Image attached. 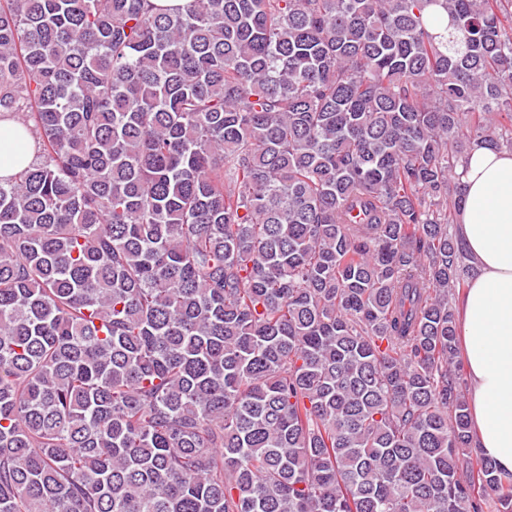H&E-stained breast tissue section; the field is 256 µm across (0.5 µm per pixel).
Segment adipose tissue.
I'll return each mask as SVG.
<instances>
[{"mask_svg":"<svg viewBox=\"0 0 512 512\" xmlns=\"http://www.w3.org/2000/svg\"><path fill=\"white\" fill-rule=\"evenodd\" d=\"M459 174L455 233L473 267L461 299L471 428L512 472V152L475 149Z\"/></svg>","mask_w":512,"mask_h":512,"instance_id":"1","label":"adipose tissue"}]
</instances>
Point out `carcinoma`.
Masks as SVG:
<instances>
[{"label":"carcinoma","instance_id":"cac0c4a2","mask_svg":"<svg viewBox=\"0 0 512 512\" xmlns=\"http://www.w3.org/2000/svg\"><path fill=\"white\" fill-rule=\"evenodd\" d=\"M6 118L0 512H512L449 301L512 0H0Z\"/></svg>","mask_w":512,"mask_h":512}]
</instances>
